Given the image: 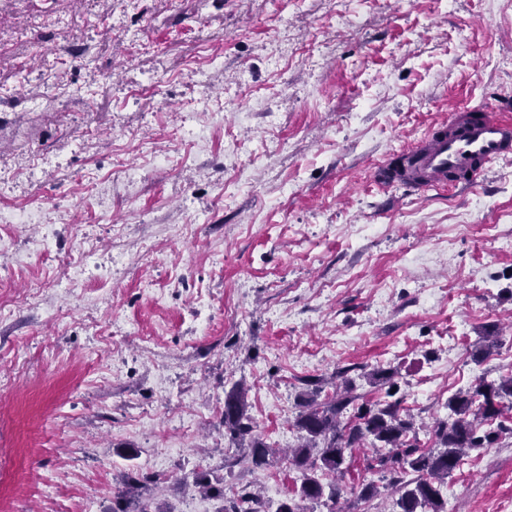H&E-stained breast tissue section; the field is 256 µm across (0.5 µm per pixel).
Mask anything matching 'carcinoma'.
<instances>
[{
	"label": "carcinoma",
	"instance_id": "cac0c4a2",
	"mask_svg": "<svg viewBox=\"0 0 512 512\" xmlns=\"http://www.w3.org/2000/svg\"><path fill=\"white\" fill-rule=\"evenodd\" d=\"M494 328L484 329L474 358L487 354L497 342ZM396 368L378 365L364 375L366 382L383 391L386 400L375 405L355 406V380L348 370L335 377L341 383L331 394H323L321 380L300 396L295 428L299 444L288 450L284 461L297 473L299 487L282 500L275 512H315L311 503L336 512L341 488L336 478L345 474L347 457L354 448L370 446L375 457L367 469L390 474L389 486L399 494L400 512H447L443 487L459 465L462 456L474 448H491L503 435L512 436V425L502 421L505 408L512 409V373L492 380H480L448 397V419L433 426L435 447L423 449L418 429L410 415H401L404 398L398 395ZM224 432L244 451L256 468L279 460L276 451L263 438L253 434L247 415L244 391L238 384L224 393ZM194 484L212 496H224V480L211 479L205 471L194 472ZM120 512H161L147 496L146 485L130 474L123 478ZM220 512H263V504L253 493L245 492L228 501Z\"/></svg>",
	"mask_w": 512,
	"mask_h": 512
}]
</instances>
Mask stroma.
<instances>
[{
    "label": "stroma",
    "instance_id": "obj_1",
    "mask_svg": "<svg viewBox=\"0 0 512 512\" xmlns=\"http://www.w3.org/2000/svg\"><path fill=\"white\" fill-rule=\"evenodd\" d=\"M512 102V0H0V512L277 505L224 393L273 447L310 378L399 371L423 447L444 404L512 372V158L471 187L384 191L371 169L464 106ZM501 341L472 349L486 326ZM136 449L133 459L123 449ZM355 449L342 512L364 502ZM448 512L512 500V437L470 451ZM146 485L138 479L126 473L123 478L122 499L125 501V507L113 512H161L155 502L147 496Z\"/></svg>",
    "mask_w": 512,
    "mask_h": 512
}]
</instances>
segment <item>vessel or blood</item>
<instances>
[{
    "instance_id": "obj_1",
    "label": "vessel or blood",
    "mask_w": 512,
    "mask_h": 512,
    "mask_svg": "<svg viewBox=\"0 0 512 512\" xmlns=\"http://www.w3.org/2000/svg\"><path fill=\"white\" fill-rule=\"evenodd\" d=\"M512 155V121L486 107L464 108L429 129L414 146L394 151L371 171L379 188L473 184L498 159Z\"/></svg>"
}]
</instances>
